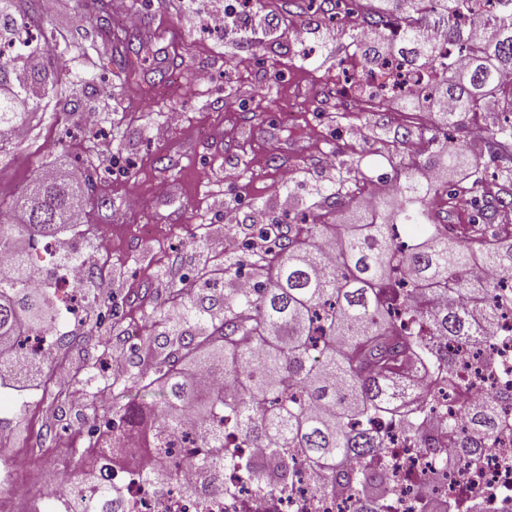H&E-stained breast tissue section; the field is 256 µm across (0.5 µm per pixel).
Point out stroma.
<instances>
[{
  "instance_id": "stroma-1",
  "label": "stroma",
  "mask_w": 512,
  "mask_h": 512,
  "mask_svg": "<svg viewBox=\"0 0 512 512\" xmlns=\"http://www.w3.org/2000/svg\"><path fill=\"white\" fill-rule=\"evenodd\" d=\"M224 2L59 0L48 14L42 0L20 4L31 27L50 18L61 62L78 82L47 90L25 138L0 155V201L50 169L81 168L94 181L77 223L43 240L35 260L55 336L42 352L45 369L63 363L82 374L102 355L120 385H132L178 337L223 316L239 276L261 279L256 259L266 244L257 228L358 223L357 200L332 199L340 185L353 181L359 198H381L404 175L423 184L444 169L449 184L472 187L477 197L512 189L502 176L512 169V144L468 136L474 125L512 122V112L463 114L451 126L402 99L382 112L343 109L336 73L361 52L313 0H257L249 19L212 30L206 15ZM104 13L138 17L125 32L132 48H143L142 64L111 63L112 45L99 29ZM298 23L309 30L301 42L292 34ZM170 112L180 113L178 124H166ZM409 137L419 154L402 151ZM452 141L463 146L453 163ZM231 239L241 244L232 253ZM241 257V275L201 279L214 260ZM73 262L86 269L77 306L110 301L115 313H66L56 282ZM176 292L200 319L171 321ZM55 387L46 377L0 386L16 400L0 408V459L28 456L48 476L77 468L74 450L87 445L103 409L79 385L54 407L45 394Z\"/></svg>"
}]
</instances>
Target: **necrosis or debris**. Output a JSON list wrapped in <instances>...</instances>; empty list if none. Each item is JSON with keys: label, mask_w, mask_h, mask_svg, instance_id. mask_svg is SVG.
Instances as JSON below:
<instances>
[{"label": "necrosis or debris", "mask_w": 512, "mask_h": 512, "mask_svg": "<svg viewBox=\"0 0 512 512\" xmlns=\"http://www.w3.org/2000/svg\"><path fill=\"white\" fill-rule=\"evenodd\" d=\"M436 76L395 63L378 67L372 74L353 80V105L370 101L391 103L397 96H426ZM502 309L496 321L497 337L489 349L457 351L460 383L449 398L426 401L422 432L434 439V452H425L419 433L381 424L384 442L376 465L383 468L393 488L385 512H421L422 506L453 501L456 512H470L474 504L489 506L490 512H512V467L503 468L499 458L512 452V274L499 281ZM497 396L507 424L494 448L479 461L456 462L445 466L452 442L445 425L461 419L464 406L489 396ZM124 468L116 470L114 481L123 494L127 512H354L355 504L344 495L318 493L305 469H297L291 484L282 493L259 491L240 469L224 472V489L196 497H186L181 485H171L161 495L153 494L144 475L154 465V455L142 448L137 438H128Z\"/></svg>", "instance_id": "4bbe7bcc"}]
</instances>
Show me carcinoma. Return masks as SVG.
Returning <instances> with one entry per match:
<instances>
[{
    "label": "carcinoma",
    "instance_id": "1",
    "mask_svg": "<svg viewBox=\"0 0 512 512\" xmlns=\"http://www.w3.org/2000/svg\"><path fill=\"white\" fill-rule=\"evenodd\" d=\"M20 0H0V40L14 43L13 55H0V153L16 141L15 130L26 126L28 111L38 106L47 83L72 82L62 67L35 75L21 60L32 43L23 37L29 25L18 8ZM365 14L347 18L344 31H361L357 46L383 34L388 45L364 52L365 64L390 59L414 69L444 66L440 50L427 37L442 27L448 46L468 54L463 68L452 71L432 94L454 102L443 113L448 122L462 113L482 111L496 96L503 111L512 112V86L502 74L512 71V0H494V14L468 10L469 0H383ZM488 29L473 42L474 30ZM400 197L374 203L371 213L387 212L378 224L331 228L327 224H280L259 228L269 242L266 279L250 289L231 288L224 296V317L210 318L205 329L168 354L136 383L138 399L112 408L104 426L88 429L89 443L80 456L102 451V471L53 481L56 500L76 506L75 512H124L121 492L112 486L114 466L126 461L114 443L130 431L146 432L150 441L162 436L194 443L202 437L208 451L159 457L147 484L160 494L179 480V467L190 465L200 480L186 484L189 497L224 489V470L244 468L262 491L286 488L296 465L308 471L322 493L355 498L356 512H380L390 494L384 478L367 465L383 447L371 426L386 418L408 431L415 429L423 399L411 391L406 365L421 356L437 376L434 390L456 382L453 347L479 349L495 338L497 283L490 272H512V232L496 233L491 220L512 212V192L486 198L476 205L468 227L455 233L436 231L434 201L453 199L463 191L444 176L424 186L410 176L397 186ZM81 199L65 178L36 175L30 187L8 204L5 213L21 223L0 220V252L31 263L30 249L65 224L73 223ZM413 233L403 251V268L416 282L405 289L394 279L393 256L398 227ZM244 262L210 266L202 272L216 280L230 271L242 276ZM43 289L27 279L0 278V376L12 377L18 364L34 361L40 350L24 345L39 332L44 316ZM427 326L429 340L398 336L391 311ZM223 380L208 388L200 377ZM467 424L454 439L457 454L476 461L502 428L499 406L492 396L464 410ZM232 421L240 436L265 450L256 464L226 450L224 424Z\"/></svg>",
    "mask_w": 512,
    "mask_h": 512
}]
</instances>
